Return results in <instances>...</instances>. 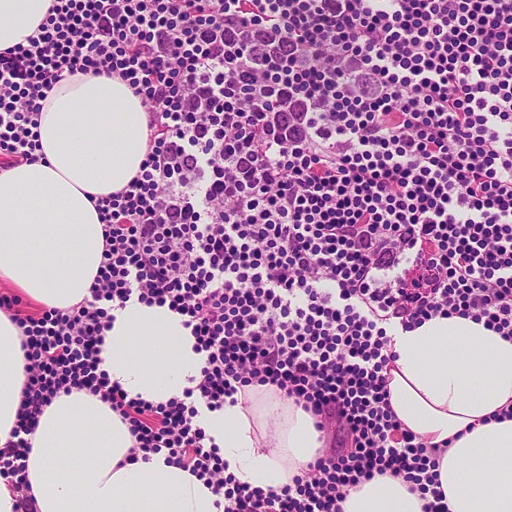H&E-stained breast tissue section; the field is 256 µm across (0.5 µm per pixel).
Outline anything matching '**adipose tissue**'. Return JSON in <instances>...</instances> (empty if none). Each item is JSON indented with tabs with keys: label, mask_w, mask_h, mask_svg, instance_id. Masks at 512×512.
Segmentation results:
<instances>
[{
	"label": "adipose tissue",
	"mask_w": 512,
	"mask_h": 512,
	"mask_svg": "<svg viewBox=\"0 0 512 512\" xmlns=\"http://www.w3.org/2000/svg\"><path fill=\"white\" fill-rule=\"evenodd\" d=\"M52 0H0V49L26 43ZM146 114L120 80L76 75L44 104L43 158L0 174V278L33 302L66 309L89 294L103 235L91 196L124 188L145 154ZM165 306L127 303L102 344V367L129 396L154 404L181 396L203 356ZM390 404L426 444L449 441L438 459L449 512H512V339L457 316L396 336ZM18 331L0 314V445L15 424L24 386ZM197 423L229 472L280 489L320 447L310 416L260 388L236 404L200 409ZM127 427L98 398L63 394L32 436L28 479L38 512H223L217 496L164 455L129 461ZM481 469L484 481L473 478ZM406 485L378 476L352 489L341 512H423Z\"/></svg>",
	"instance_id": "1"
}]
</instances>
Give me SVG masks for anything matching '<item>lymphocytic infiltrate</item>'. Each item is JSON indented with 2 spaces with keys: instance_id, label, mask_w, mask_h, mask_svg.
I'll return each mask as SVG.
<instances>
[{
  "instance_id": "obj_1",
  "label": "lymphocytic infiltrate",
  "mask_w": 512,
  "mask_h": 512,
  "mask_svg": "<svg viewBox=\"0 0 512 512\" xmlns=\"http://www.w3.org/2000/svg\"><path fill=\"white\" fill-rule=\"evenodd\" d=\"M120 78L147 114L140 172L94 198L105 248L84 301L0 291L26 384L0 445L15 512H37L30 435L58 395L98 396L131 457L168 463L224 512H341L375 476L448 512L438 461L390 409L394 330L458 316L512 339V0H53L0 50V173L38 160L53 89ZM183 318L205 354L182 396L100 370L113 312ZM268 386L322 443L280 490L230 473L193 425Z\"/></svg>"
}]
</instances>
